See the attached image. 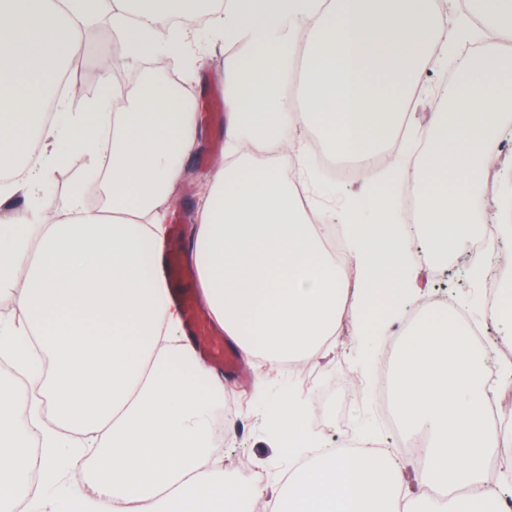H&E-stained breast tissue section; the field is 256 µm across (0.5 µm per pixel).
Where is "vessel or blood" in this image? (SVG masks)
I'll list each match as a JSON object with an SVG mask.
<instances>
[{
    "label": "vessel or blood",
    "instance_id": "b4317fda",
    "mask_svg": "<svg viewBox=\"0 0 512 512\" xmlns=\"http://www.w3.org/2000/svg\"><path fill=\"white\" fill-rule=\"evenodd\" d=\"M161 264L166 276L171 302L182 308L187 334L200 341L202 357L223 366L225 373L245 381L237 352L212 322L208 311L200 304L191 286V272L183 255L179 226H172L171 236L161 253Z\"/></svg>",
    "mask_w": 512,
    "mask_h": 512
}]
</instances>
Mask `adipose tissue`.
<instances>
[{
    "instance_id": "adipose-tissue-1",
    "label": "adipose tissue",
    "mask_w": 512,
    "mask_h": 512,
    "mask_svg": "<svg viewBox=\"0 0 512 512\" xmlns=\"http://www.w3.org/2000/svg\"><path fill=\"white\" fill-rule=\"evenodd\" d=\"M210 0H0V353L27 377L0 388V512L27 496L28 445L38 432L44 484L72 451L89 492L37 512H244L247 481L225 479L212 453V412L223 375L204 364L167 300L158 264L170 191L204 131L179 86L147 83L137 98L102 93L73 112L58 93L55 61L77 50L87 24L109 15L129 54L175 51L151 34ZM224 166L186 244L201 300L248 357L302 363L351 320L358 342L385 343L423 294L397 190L413 185L432 261L484 222L476 191L512 129V0H225ZM460 60L443 89L452 112L432 113L424 136L401 139L409 97L428 54ZM56 110L43 114L46 102ZM319 129L343 156L392 145L390 164L366 168L340 210L306 216L291 187ZM81 153L102 172L106 200L84 201V176L65 199L55 163ZM273 162L259 163V155ZM341 218L347 265L325 243ZM353 268L355 281L345 270ZM447 316L426 318L398 355L393 399L404 429L425 433L416 491L402 488L389 453L340 451L309 460L319 439L302 395L282 397L268 434L294 475L273 512H496L482 478L491 455H512V432L491 427L496 396L487 366ZM96 452L84 458L79 440Z\"/></svg>"
}]
</instances>
